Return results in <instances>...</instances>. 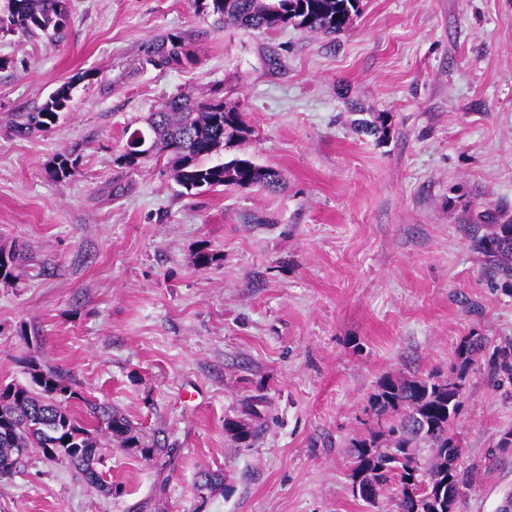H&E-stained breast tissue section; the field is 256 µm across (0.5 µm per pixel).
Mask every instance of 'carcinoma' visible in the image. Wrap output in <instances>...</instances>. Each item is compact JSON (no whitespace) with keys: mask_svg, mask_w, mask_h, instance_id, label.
Listing matches in <instances>:
<instances>
[{"mask_svg":"<svg viewBox=\"0 0 512 512\" xmlns=\"http://www.w3.org/2000/svg\"><path fill=\"white\" fill-rule=\"evenodd\" d=\"M359 0H194L196 14L214 18V24L233 23L241 28L274 31L288 24L304 31L336 37L344 32L357 12ZM69 0H6L0 15V32L56 35L67 27ZM196 62L182 32L160 35L146 56V63L159 71L185 67ZM74 82L61 84L41 104L12 114L11 133L23 136L34 129H48L69 109ZM150 137L156 151L138 156L130 150L136 136ZM248 133L241 113L224 107L222 100L196 101L187 95L167 99L148 113L144 126L128 136L119 165L134 168L148 159L165 160L175 182L186 195L218 187L273 190L280 175L272 167L235 157L212 164L221 153ZM482 223L475 225V245L485 262L503 280L512 283V220L499 210L487 209ZM487 233H481V230ZM21 260L13 250L0 248V280L19 277ZM484 345L483 337H463L455 350V363L448 377L386 376L364 408L371 425L350 440L353 459L352 489L368 503L393 489L397 512H456L463 491L472 487L473 477L459 471L460 444L453 422L463 405L467 378ZM494 375L512 380V348L504 347L488 362ZM29 382L0 386V478L19 468L33 450L46 460L66 464L87 484L106 493L112 485L99 470L98 435H109L121 448L146 459L166 455L170 449L149 439L119 411L94 406L92 421L80 420L74 412L78 393L71 390L60 373L44 369L30 357ZM225 429L238 443L250 441L253 427L240 420L225 421ZM223 472L206 471L197 481L198 504L207 507L222 488Z\"/></svg>","mask_w":512,"mask_h":512,"instance_id":"cac0c4a2","label":"carcinoma"}]
</instances>
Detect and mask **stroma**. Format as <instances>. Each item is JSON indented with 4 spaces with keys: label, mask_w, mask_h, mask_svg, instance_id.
I'll use <instances>...</instances> for the list:
<instances>
[{
    "label": "stroma",
    "mask_w": 512,
    "mask_h": 512,
    "mask_svg": "<svg viewBox=\"0 0 512 512\" xmlns=\"http://www.w3.org/2000/svg\"><path fill=\"white\" fill-rule=\"evenodd\" d=\"M168 31L195 65L146 64ZM68 80L51 130L10 133ZM179 93L241 112L224 159L281 188L187 196L165 162L120 167L128 132ZM61 154L76 172L58 179ZM495 208L512 218V0H359L334 38L217 28L193 0H71L61 39L0 34V246L26 256L0 282V384L28 383L37 356L172 449L99 436L108 495L31 454L0 479V512H192L207 469L224 488L206 512H366L347 444L380 379L449 375L473 332L512 344V294L471 235ZM228 418L256 436L235 442ZM510 428L512 383L476 366L454 430L477 482L457 512L512 492Z\"/></svg>",
    "instance_id": "35a3bbf8"
}]
</instances>
